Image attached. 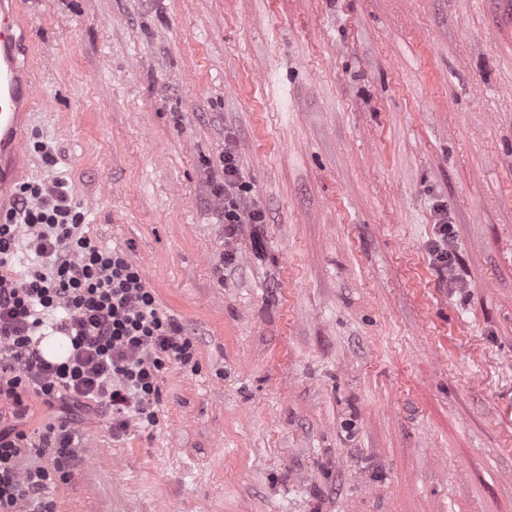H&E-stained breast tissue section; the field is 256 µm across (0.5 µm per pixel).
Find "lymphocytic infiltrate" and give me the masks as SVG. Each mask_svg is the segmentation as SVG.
<instances>
[{"instance_id":"obj_1","label":"lymphocytic infiltrate","mask_w":512,"mask_h":512,"mask_svg":"<svg viewBox=\"0 0 512 512\" xmlns=\"http://www.w3.org/2000/svg\"><path fill=\"white\" fill-rule=\"evenodd\" d=\"M224 180L214 193L224 200L225 239L239 226L261 223L246 209L234 155L224 154ZM84 214L64 180L21 184L10 220L0 224V403L24 414L36 396L52 414L38 439L0 428V512H54L49 485L67 481L82 433L76 414L102 412L113 434L152 426L160 382L171 365L197 368L194 344L177 317L160 307L140 266L121 249L92 243ZM37 261L20 278L11 272L19 228ZM49 313L71 348L64 360H46L37 337ZM49 455L53 468L20 467L23 456Z\"/></svg>"}]
</instances>
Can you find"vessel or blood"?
Wrapping results in <instances>:
<instances>
[{
	"instance_id": "b4317fda",
	"label": "vessel or blood",
	"mask_w": 512,
	"mask_h": 512,
	"mask_svg": "<svg viewBox=\"0 0 512 512\" xmlns=\"http://www.w3.org/2000/svg\"><path fill=\"white\" fill-rule=\"evenodd\" d=\"M26 0H0V218L11 216L23 168L26 117L33 89L19 35Z\"/></svg>"
}]
</instances>
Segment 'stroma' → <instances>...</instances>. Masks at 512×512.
Wrapping results in <instances>:
<instances>
[{
  "mask_svg": "<svg viewBox=\"0 0 512 512\" xmlns=\"http://www.w3.org/2000/svg\"><path fill=\"white\" fill-rule=\"evenodd\" d=\"M29 2L25 179L68 181L198 362L165 373L155 426L85 416L56 512H512V53L492 4ZM228 148L265 215L229 263Z\"/></svg>",
  "mask_w": 512,
  "mask_h": 512,
  "instance_id": "1",
  "label": "stroma"
}]
</instances>
